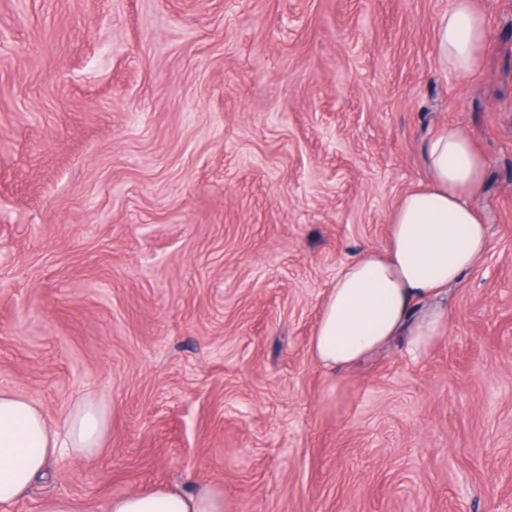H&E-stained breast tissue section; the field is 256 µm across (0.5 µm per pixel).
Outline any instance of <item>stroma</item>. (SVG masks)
Masks as SVG:
<instances>
[{"label":"stroma","mask_w":512,"mask_h":512,"mask_svg":"<svg viewBox=\"0 0 512 512\" xmlns=\"http://www.w3.org/2000/svg\"><path fill=\"white\" fill-rule=\"evenodd\" d=\"M478 6L462 79L448 0H0V389L108 417L11 512L201 484L224 512H512V0ZM450 126L489 249L427 352L328 373L339 267ZM487 20L476 0H451L436 23L435 55L440 67L467 78L479 68Z\"/></svg>","instance_id":"35a3bbf8"}]
</instances>
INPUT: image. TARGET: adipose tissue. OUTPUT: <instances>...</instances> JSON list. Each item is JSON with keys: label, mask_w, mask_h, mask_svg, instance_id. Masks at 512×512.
<instances>
[{"label": "adipose tissue", "mask_w": 512, "mask_h": 512, "mask_svg": "<svg viewBox=\"0 0 512 512\" xmlns=\"http://www.w3.org/2000/svg\"><path fill=\"white\" fill-rule=\"evenodd\" d=\"M487 20L476 0H451L436 23L440 67L467 78L479 68ZM429 182L405 194L391 215L384 248H369L342 264L311 341L326 370L362 366L400 342L422 352L448 327L437 305L488 249L486 225L472 200L483 189L486 160L461 131L435 133L425 147ZM107 429L105 412L77 404L63 423L48 422L32 400L0 390V506L26 499L49 459L94 454ZM105 512H224V495L201 485L169 486L112 497Z\"/></svg>", "instance_id": "obj_1"}]
</instances>
